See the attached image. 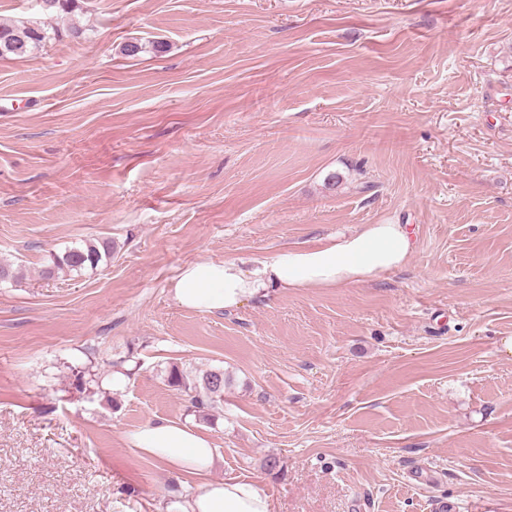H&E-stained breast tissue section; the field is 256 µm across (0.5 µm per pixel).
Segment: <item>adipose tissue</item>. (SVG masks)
Segmentation results:
<instances>
[{
	"instance_id": "1",
	"label": "adipose tissue",
	"mask_w": 512,
	"mask_h": 512,
	"mask_svg": "<svg viewBox=\"0 0 512 512\" xmlns=\"http://www.w3.org/2000/svg\"><path fill=\"white\" fill-rule=\"evenodd\" d=\"M413 249L404 225L368 224L357 233L316 248L290 250L250 269L234 260L186 264L174 279L172 294L186 309L231 311L267 297L273 288H339L370 281L405 266ZM132 443L142 455L198 479L182 512H273L272 500L258 482L206 480L216 450L211 439L191 424L153 421L133 434Z\"/></svg>"
}]
</instances>
